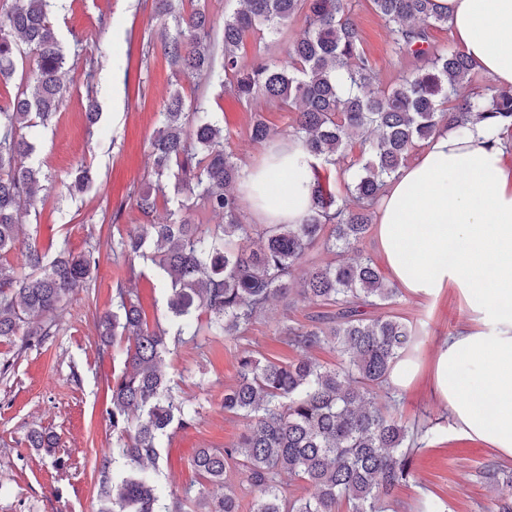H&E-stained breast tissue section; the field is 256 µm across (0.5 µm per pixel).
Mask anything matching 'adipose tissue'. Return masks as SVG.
Listing matches in <instances>:
<instances>
[{
	"instance_id": "ef3b65f1",
	"label": "adipose tissue",
	"mask_w": 512,
	"mask_h": 512,
	"mask_svg": "<svg viewBox=\"0 0 512 512\" xmlns=\"http://www.w3.org/2000/svg\"><path fill=\"white\" fill-rule=\"evenodd\" d=\"M461 50L498 88L512 90V0H435ZM312 179L303 146L264 147L239 192L260 224L302 223ZM389 276L408 293H459L467 325L438 348L434 395L458 434L512 457V138L486 121L447 129L376 206Z\"/></svg>"
}]
</instances>
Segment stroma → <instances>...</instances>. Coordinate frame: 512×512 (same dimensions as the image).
<instances>
[{
	"instance_id": "1",
	"label": "stroma",
	"mask_w": 512,
	"mask_h": 512,
	"mask_svg": "<svg viewBox=\"0 0 512 512\" xmlns=\"http://www.w3.org/2000/svg\"><path fill=\"white\" fill-rule=\"evenodd\" d=\"M362 46L372 62L375 84L388 87L412 71L414 62L395 56L385 22L366 0H349ZM54 19L68 49L62 79L67 87L52 121L32 129V161L41 171L36 232L42 249L60 245L80 252L101 244L100 266L69 296L59 326L41 345L24 350L16 337L0 338V512H98L99 466L112 452V429L105 409L108 386L124 367L125 343L100 352L97 317L112 307L117 281L136 288L148 323L168 324V292L149 261L114 260L106 243L120 231L150 221L169 220L170 205L159 197L150 218L135 206L148 181L150 142L171 89L193 99L196 78L174 73L164 57V21L152 0H57ZM96 101L99 117L89 123L87 104ZM205 111L216 113L227 136L226 147L240 164L253 162L262 150L249 135L254 113H262L275 132L290 127L291 112L258 100L243 104L229 88L212 84ZM89 170L90 187L70 191L77 169ZM318 306L276 299L242 339L219 338L196 347L174 349L164 370L181 398L199 406L192 426L171 429L161 440L158 489L166 502L199 491L201 480L191 466L200 448H225L242 432L241 422L224 411V390L235 381L242 348L287 362L296 356L274 328L280 321H307ZM394 313L423 332L418 368L400 395L406 420L428 417L436 434L414 458L415 477L392 494L397 512H416L420 497L449 504V512H486L495 490L481 475L483 467L505 465L512 458L458 435L448 411L432 392L435 353L449 333L468 320L454 289L432 297L403 294ZM33 431L52 432V452L30 447Z\"/></svg>"
}]
</instances>
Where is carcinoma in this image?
Instances as JSON below:
<instances>
[{
    "instance_id": "carcinoma-1",
    "label": "carcinoma",
    "mask_w": 512,
    "mask_h": 512,
    "mask_svg": "<svg viewBox=\"0 0 512 512\" xmlns=\"http://www.w3.org/2000/svg\"><path fill=\"white\" fill-rule=\"evenodd\" d=\"M50 0H14L0 12V83L19 76L13 97L0 106V337H20L21 348L42 342L58 327L68 296L100 265L91 246L55 255L33 237L19 238L40 188L39 170L28 162L35 151L28 132L51 120L65 88L59 73L67 53L48 13ZM346 0H239L224 20V63L214 69L208 38L211 19L196 6L185 14L174 0H155V12L174 20L166 35L165 58L173 71L228 81L235 97L257 98L296 112L294 132L312 158L311 209L301 224H243L236 192L241 165L226 150L224 127L174 89L150 146L154 185L135 199L145 217L156 209L165 179H175L169 224H137L112 239V256L147 257L168 290L169 331L148 325L138 296L116 284L112 310L97 319L99 350L128 340L122 372L109 387L106 415L112 426V455L100 464L99 512H239L235 484L257 492L252 512H387L396 487L414 477L413 458L425 447L430 425L403 420L389 376L404 353H412L415 332L405 318L364 316L366 306L398 303L392 284L359 245L368 236L374 205L414 149L445 128L478 120L512 130V93L475 91V66L460 49H437L428 27L448 24L434 0H370L390 25L392 51L421 64L387 90L371 81ZM287 60H269L258 49L251 65L239 63L237 47L251 31L285 34L297 20ZM251 138L265 141L271 127L254 116ZM362 147L355 171L345 166L354 144ZM352 173L339 196L322 181L320 168ZM203 210L220 224L195 222ZM353 253L349 261L326 262L313 250ZM336 309L308 322L293 320L275 333L299 352L288 364L243 350L235 383L224 390V412L243 422L227 448H201L192 459L208 485L199 497L167 503L147 467L158 471L161 438L173 426H190L199 409L183 401L162 371L171 347L206 336L241 339L271 301L291 293ZM329 348L337 363L313 356ZM33 448L51 451L55 438L34 431ZM312 493L287 497L283 475ZM484 479L500 486L487 512H512V474L487 466Z\"/></svg>"
}]
</instances>
